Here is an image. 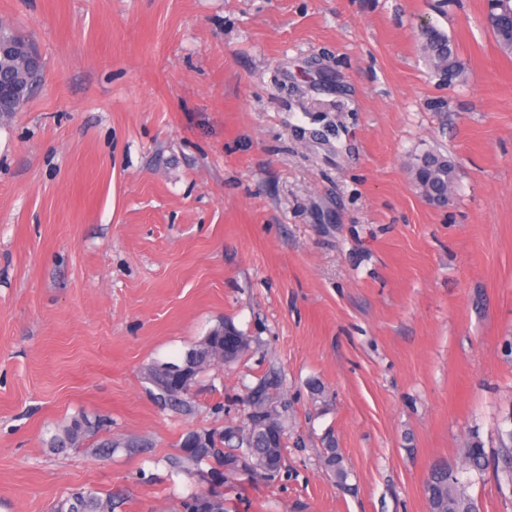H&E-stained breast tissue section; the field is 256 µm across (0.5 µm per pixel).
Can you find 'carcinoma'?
Instances as JSON below:
<instances>
[{"instance_id": "cac0c4a2", "label": "carcinoma", "mask_w": 512, "mask_h": 512, "mask_svg": "<svg viewBox=\"0 0 512 512\" xmlns=\"http://www.w3.org/2000/svg\"><path fill=\"white\" fill-rule=\"evenodd\" d=\"M488 20L492 33L506 53L512 52V0H488ZM422 49L433 72L449 84L462 80L463 70L457 59V49L447 34L434 26L422 29ZM454 164L447 157L426 154L413 167L415 182L430 196L448 199L453 179ZM224 347V327L214 329L208 336L190 348L182 364L193 365L192 377L222 360L220 349ZM278 385L267 381L253 388L247 400L248 411L245 422L237 432L227 429L216 435L208 433V445L190 448L194 433L186 435L183 447L190 449V456L197 462L214 460L224 466V471L235 473L239 470L258 471L264 467L268 456L273 463L264 474L276 477L284 465L283 442L270 441L261 433L265 418L277 420L280 431L286 429V413L289 405L277 396ZM150 393L164 405L180 410L190 407V389L164 391L157 386ZM106 426L102 420L91 421L87 417L75 416L69 424L57 429L50 437L49 445L56 450L74 448L90 435ZM325 471L340 487L347 486L350 470L347 459L336 448L334 439L326 438L322 454ZM489 464L484 444L474 437L460 450L459 468L444 463H435L425 482V496L429 512H480L478 502L467 494L460 472L482 474ZM494 468L500 477L501 487L512 491V428L501 431L500 446L494 458ZM65 512H116L123 505L121 500L110 494H101L93 489H81L66 500ZM184 512H225L224 494L217 491L196 492L183 502Z\"/></svg>"}]
</instances>
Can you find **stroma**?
I'll return each instance as SVG.
<instances>
[{"mask_svg":"<svg viewBox=\"0 0 512 512\" xmlns=\"http://www.w3.org/2000/svg\"><path fill=\"white\" fill-rule=\"evenodd\" d=\"M486 0H0L41 82L0 114V512L76 489L118 512H428L433 463L512 416V55ZM448 34L447 84L419 33ZM448 156L447 205L412 168ZM247 336L187 411L148 392L213 328ZM277 382L276 478L190 460ZM325 388L313 399L309 385ZM108 427L59 453L72 417ZM334 436L352 476L320 458ZM111 453H102L103 443ZM512 512L494 469L467 488ZM214 504L216 510L209 508ZM184 512H225L224 494L217 491L195 492L183 502Z\"/></svg>","mask_w":512,"mask_h":512,"instance_id":"stroma-1","label":"stroma"}]
</instances>
